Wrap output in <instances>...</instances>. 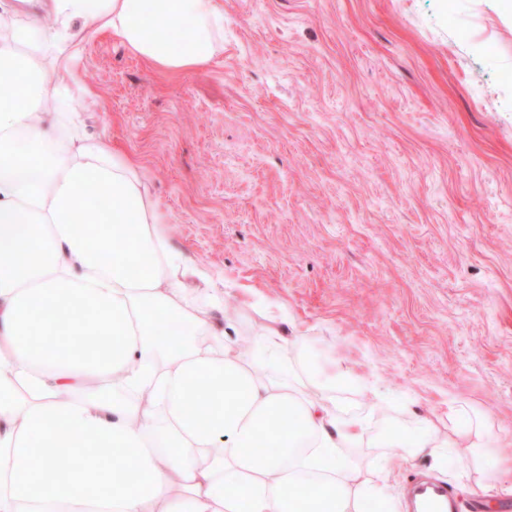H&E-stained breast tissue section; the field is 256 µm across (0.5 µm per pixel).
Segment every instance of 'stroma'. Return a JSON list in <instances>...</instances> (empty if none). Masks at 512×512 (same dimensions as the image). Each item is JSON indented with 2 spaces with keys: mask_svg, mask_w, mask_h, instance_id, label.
I'll return each mask as SVG.
<instances>
[{
  "mask_svg": "<svg viewBox=\"0 0 512 512\" xmlns=\"http://www.w3.org/2000/svg\"><path fill=\"white\" fill-rule=\"evenodd\" d=\"M73 67L75 109L210 270L191 291L223 294L235 341L281 306L285 335L378 381L382 401L340 394L370 436L454 403L489 417L490 461L512 449V22L495 0H224L207 68L158 71L96 31ZM348 456L367 478L386 462L391 512L418 481L457 512L512 502V472L486 481L463 448Z\"/></svg>",
  "mask_w": 512,
  "mask_h": 512,
  "instance_id": "stroma-1",
  "label": "stroma"
}]
</instances>
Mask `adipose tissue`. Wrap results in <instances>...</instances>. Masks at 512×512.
Here are the masks:
<instances>
[{
	"instance_id": "1",
	"label": "adipose tissue",
	"mask_w": 512,
	"mask_h": 512,
	"mask_svg": "<svg viewBox=\"0 0 512 512\" xmlns=\"http://www.w3.org/2000/svg\"><path fill=\"white\" fill-rule=\"evenodd\" d=\"M0 14V512H364L384 463L360 480L343 451L370 420L340 412L357 382L308 339L268 327L251 361L216 299L187 300L208 271L171 246L129 158L70 109L72 68L45 67L107 30L150 66L201 69L224 51L222 0H50ZM492 425L452 407L383 435L416 456L487 459ZM267 448L264 460L251 453ZM65 449L60 468L56 449Z\"/></svg>"
}]
</instances>
